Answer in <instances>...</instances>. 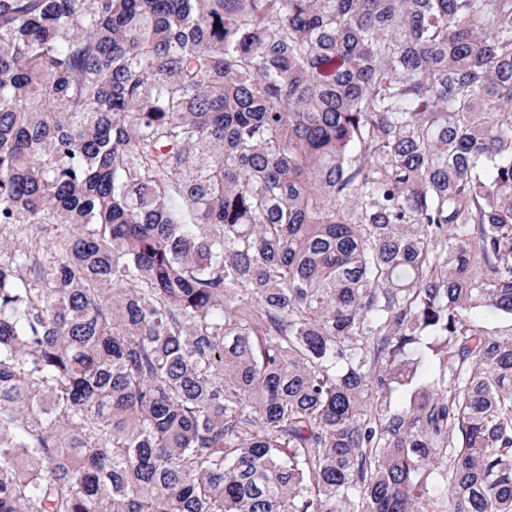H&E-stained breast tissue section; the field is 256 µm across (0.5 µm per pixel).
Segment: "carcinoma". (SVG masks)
<instances>
[{
  "mask_svg": "<svg viewBox=\"0 0 512 512\" xmlns=\"http://www.w3.org/2000/svg\"><path fill=\"white\" fill-rule=\"evenodd\" d=\"M0 512H512V0H0Z\"/></svg>",
  "mask_w": 512,
  "mask_h": 512,
  "instance_id": "cac0c4a2",
  "label": "carcinoma"
}]
</instances>
